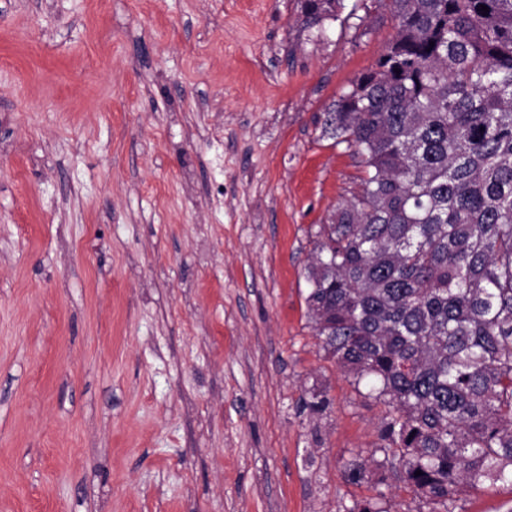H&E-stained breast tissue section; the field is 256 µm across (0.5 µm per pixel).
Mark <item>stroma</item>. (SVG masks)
<instances>
[{"mask_svg": "<svg viewBox=\"0 0 512 512\" xmlns=\"http://www.w3.org/2000/svg\"><path fill=\"white\" fill-rule=\"evenodd\" d=\"M344 5L0 0V512H429L348 480L388 408L306 317L362 174L322 120L396 33ZM336 2L335 15L331 12V2ZM343 0H301V24L304 29L322 30L328 20H337L344 8Z\"/></svg>", "mask_w": 512, "mask_h": 512, "instance_id": "1", "label": "stroma"}]
</instances>
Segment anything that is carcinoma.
Instances as JSON below:
<instances>
[{"instance_id":"1","label":"carcinoma","mask_w":512,"mask_h":512,"mask_svg":"<svg viewBox=\"0 0 512 512\" xmlns=\"http://www.w3.org/2000/svg\"><path fill=\"white\" fill-rule=\"evenodd\" d=\"M379 2L396 33L325 113L366 176L319 227L306 314L389 408L391 472L457 512L487 481L512 487V0ZM343 8L301 0L302 27Z\"/></svg>"}]
</instances>
